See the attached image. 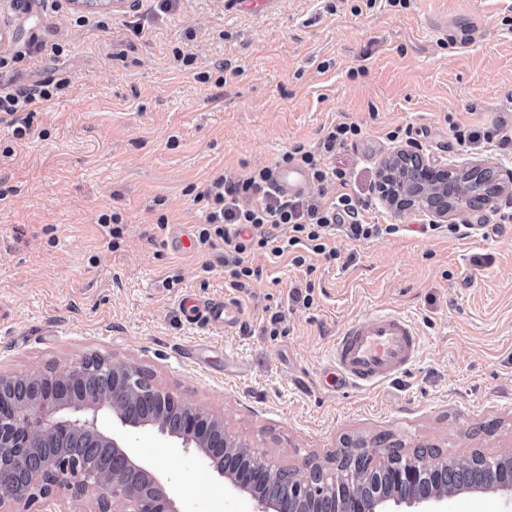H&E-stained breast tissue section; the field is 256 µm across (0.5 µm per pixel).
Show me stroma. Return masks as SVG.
<instances>
[{
	"label": "stroma",
	"mask_w": 512,
	"mask_h": 512,
	"mask_svg": "<svg viewBox=\"0 0 512 512\" xmlns=\"http://www.w3.org/2000/svg\"><path fill=\"white\" fill-rule=\"evenodd\" d=\"M447 15L454 35L431 25ZM512 0H0V83L66 79L23 139L0 123V373L66 366L96 354L138 367L185 401L223 416L234 434L284 468L333 471L343 438L381 433L404 452L426 442L450 456L512 449V195L451 216L467 237L422 232L418 211L394 212L376 190L383 160L410 128L430 162L512 168V151L457 145L451 128L512 125ZM61 53H53V46ZM192 54L184 66L175 51ZM355 122L356 143L325 154L346 186L305 198L366 201L370 224L400 232L353 241L332 231L335 262L314 265L312 308L289 301L303 269L248 256L261 271L230 288L223 250L179 253L177 224L202 221L195 196L219 174L271 167L293 145L319 149L328 128ZM120 216L109 248L98 218ZM234 299L225 331L187 323L186 295ZM387 305L409 315L424 347L405 373L348 389L323 372L354 316ZM281 312L283 333L266 325ZM204 346L209 368L187 350ZM138 459L171 486L181 512H246L236 490L156 431L136 434Z\"/></svg>",
	"instance_id": "stroma-1"
}]
</instances>
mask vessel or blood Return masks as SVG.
I'll use <instances>...</instances> for the list:
<instances>
[{"mask_svg":"<svg viewBox=\"0 0 512 512\" xmlns=\"http://www.w3.org/2000/svg\"><path fill=\"white\" fill-rule=\"evenodd\" d=\"M307 172L297 166L273 170L274 188L288 196L301 193L308 185ZM188 323L229 327L237 312L224 301L189 298L183 303ZM422 338L415 324L400 311L380 308L352 318L339 332L327 365L343 384L372 387L403 373L417 359Z\"/></svg>","mask_w":512,"mask_h":512,"instance_id":"1","label":"vessel or blood"}]
</instances>
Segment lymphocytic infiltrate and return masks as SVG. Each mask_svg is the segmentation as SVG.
Segmentation results:
<instances>
[{
  "label": "lymphocytic infiltrate",
  "mask_w": 512,
  "mask_h": 512,
  "mask_svg": "<svg viewBox=\"0 0 512 512\" xmlns=\"http://www.w3.org/2000/svg\"><path fill=\"white\" fill-rule=\"evenodd\" d=\"M61 83L41 82L27 88L0 89V121L10 122L15 138H24L31 130L28 111L33 104L57 96ZM361 133L356 123H338L328 131L320 151L297 144L282 157L283 164L305 169L318 186L346 184L344 170L322 164V154L345 146ZM270 168L264 167L239 177L219 175L198 192L197 200L206 204L204 224L196 232L201 248L224 247V271L231 287L247 288L258 269L248 266L246 258L256 251L277 259L291 254L295 266L306 263V252L335 260V250L326 243L330 231H343L347 237L369 240L398 232L395 224H368L348 194H341L331 204L315 203L295 195L286 197L268 189Z\"/></svg>",
  "instance_id": "f902f5d3"
}]
</instances>
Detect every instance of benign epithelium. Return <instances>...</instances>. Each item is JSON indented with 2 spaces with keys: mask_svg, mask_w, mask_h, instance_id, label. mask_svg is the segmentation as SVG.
<instances>
[{
  "mask_svg": "<svg viewBox=\"0 0 512 512\" xmlns=\"http://www.w3.org/2000/svg\"><path fill=\"white\" fill-rule=\"evenodd\" d=\"M415 170L418 181L391 189L389 173L380 177L379 199L398 212L420 210L434 224L448 222L444 185L463 171L450 164L430 165L420 148L398 150L387 163ZM23 380L35 392L23 403L5 401L6 390ZM144 393L156 399L150 419L132 416L127 402ZM150 427L173 437L183 451L215 461L224 452L217 473L252 503V512H388L389 505L413 512L456 496L434 484L448 468L466 470L473 456L463 459L417 450L391 461L389 451L364 440L345 449L346 465L313 485L314 463L284 469L256 454L224 425V420L144 378L142 372L110 359L91 355L63 368L48 367L26 375L0 374V512L21 505L22 512L38 500L61 491L93 503L90 512H181L168 487L141 466L128 451L129 436ZM108 448L120 467L84 462L66 449L83 440ZM486 491L512 501V453L497 469Z\"/></svg>",
  "mask_w": 512,
  "mask_h": 512,
  "instance_id": "7a95c632",
  "label": "benign epithelium"
}]
</instances>
